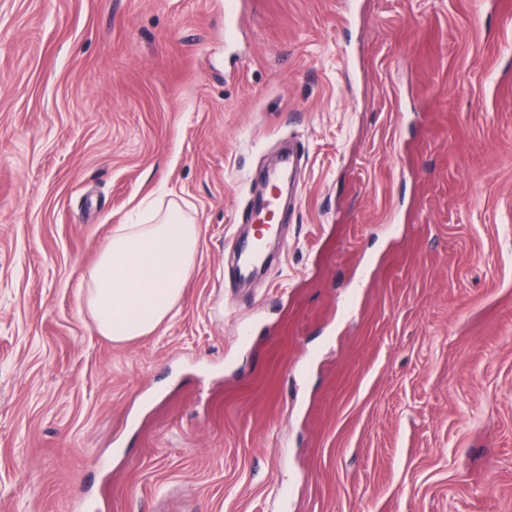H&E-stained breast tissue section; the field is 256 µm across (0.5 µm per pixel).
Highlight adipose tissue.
<instances>
[{
  "label": "adipose tissue",
  "instance_id": "adipose-tissue-1",
  "mask_svg": "<svg viewBox=\"0 0 512 512\" xmlns=\"http://www.w3.org/2000/svg\"><path fill=\"white\" fill-rule=\"evenodd\" d=\"M199 245L197 224L175 204L156 223L119 225L81 293L99 334L126 342L156 330L179 302Z\"/></svg>",
  "mask_w": 512,
  "mask_h": 512
}]
</instances>
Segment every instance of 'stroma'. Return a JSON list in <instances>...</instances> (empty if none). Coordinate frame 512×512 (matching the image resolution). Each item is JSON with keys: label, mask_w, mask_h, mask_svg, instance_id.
Masks as SVG:
<instances>
[{"label": "stroma", "mask_w": 512, "mask_h": 512, "mask_svg": "<svg viewBox=\"0 0 512 512\" xmlns=\"http://www.w3.org/2000/svg\"><path fill=\"white\" fill-rule=\"evenodd\" d=\"M0 0V512H512V0ZM300 198L232 275L283 144ZM176 202V314L81 287Z\"/></svg>", "instance_id": "35a3bbf8"}]
</instances>
